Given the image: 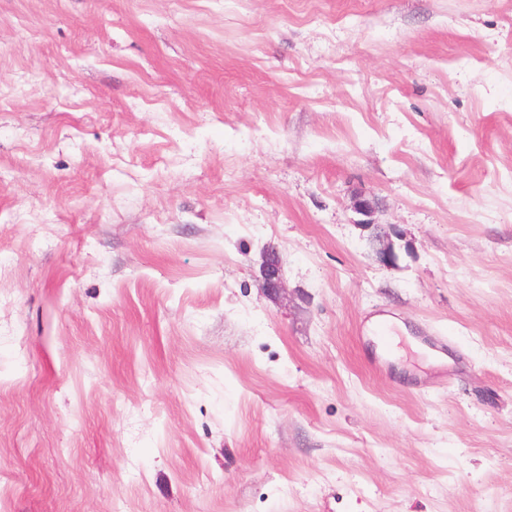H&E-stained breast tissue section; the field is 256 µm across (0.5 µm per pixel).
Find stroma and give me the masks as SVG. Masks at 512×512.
I'll return each mask as SVG.
<instances>
[{"label":"stroma","instance_id":"stroma-1","mask_svg":"<svg viewBox=\"0 0 512 512\" xmlns=\"http://www.w3.org/2000/svg\"><path fill=\"white\" fill-rule=\"evenodd\" d=\"M0 512H512V0H0ZM263 288L269 293L277 294L283 288L279 255L273 251H266L262 261Z\"/></svg>","mask_w":512,"mask_h":512}]
</instances>
